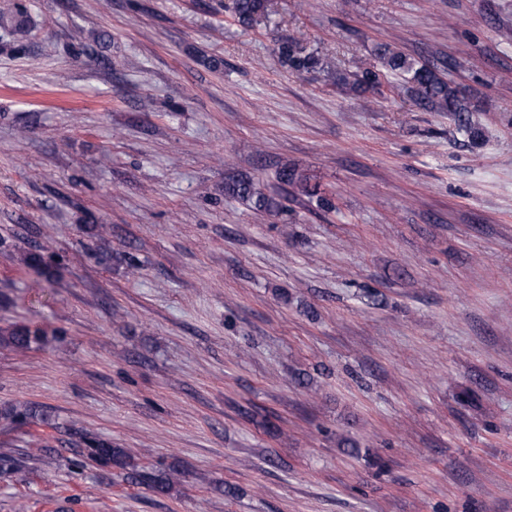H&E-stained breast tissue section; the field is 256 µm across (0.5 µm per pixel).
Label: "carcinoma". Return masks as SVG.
I'll use <instances>...</instances> for the list:
<instances>
[{
	"label": "carcinoma",
	"mask_w": 512,
	"mask_h": 512,
	"mask_svg": "<svg viewBox=\"0 0 512 512\" xmlns=\"http://www.w3.org/2000/svg\"><path fill=\"white\" fill-rule=\"evenodd\" d=\"M268 7V0H233L235 16L238 22L245 27H249L267 16ZM277 54L284 64L298 72L330 69L328 63L317 52L308 49L298 39L279 43ZM378 57L384 67L401 76L406 90L415 93L417 97L432 107L446 112L468 111L461 89L448 83L436 66L415 61L389 44L378 48ZM336 81L347 92L363 96L376 88L378 74L371 70H364L359 75L338 74ZM278 178L285 185L298 187L308 197H318L321 206H329V201L318 195V185L310 184V178L299 174L296 169L284 166L279 170ZM224 192L242 200H250L256 209L266 213L278 214L284 209L280 196L255 191L253 181L246 176L229 179L224 185ZM42 251L43 246L41 245L30 246L24 257V264L41 281L51 284L55 280V271L44 262ZM43 336L45 333L42 329L33 328L28 324H19L4 332L0 331V343L10 345L18 351H25L30 348L31 344L40 342ZM239 413L249 423L269 431L274 429L271 417L259 407L241 405ZM36 417L47 420L50 415L45 412L39 414L37 407L24 404L7 405L0 408V419L8 420L13 424H26ZM87 447L90 461L122 470L136 483L147 486L157 494L164 495L171 489L170 473L164 470L140 471L136 469L130 464L125 450L112 447L110 442L92 439L87 441Z\"/></svg>",
	"instance_id": "1"
}]
</instances>
